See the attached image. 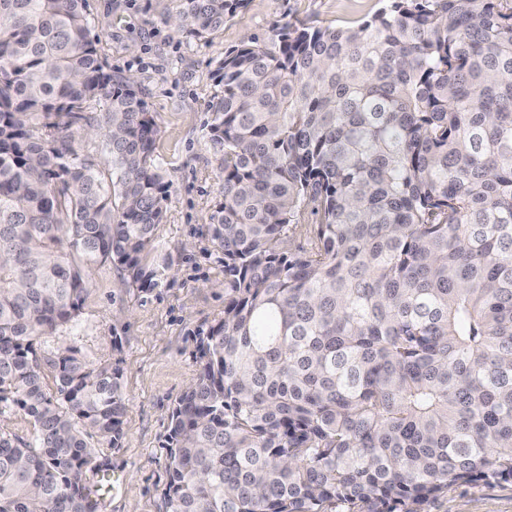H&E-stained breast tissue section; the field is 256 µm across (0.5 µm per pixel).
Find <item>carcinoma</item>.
I'll return each instance as SVG.
<instances>
[{
	"mask_svg": "<svg viewBox=\"0 0 512 512\" xmlns=\"http://www.w3.org/2000/svg\"><path fill=\"white\" fill-rule=\"evenodd\" d=\"M182 2L202 37L245 0ZM89 28L86 0H0V415L34 425L0 431V512H101L85 434L118 445L122 371L69 348L50 392L33 345L92 267L156 276L160 129ZM276 38L218 69L224 317L169 415L164 512H421L512 482V0H387ZM91 131L108 181L77 157ZM299 224L298 227L293 228L288 232L290 236V245L292 248L297 246L307 247L308 237L306 234V229L310 224L317 223V216L313 212L312 205H304L300 209L299 215L296 217ZM5 416L6 418H0V430L22 441L31 440L34 433L33 421L27 415L21 411H15Z\"/></svg>",
	"mask_w": 512,
	"mask_h": 512,
	"instance_id": "cac0c4a2",
	"label": "carcinoma"
}]
</instances>
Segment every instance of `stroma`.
I'll return each instance as SVG.
<instances>
[{"instance_id":"35a3bbf8","label":"stroma","mask_w":512,"mask_h":512,"mask_svg":"<svg viewBox=\"0 0 512 512\" xmlns=\"http://www.w3.org/2000/svg\"><path fill=\"white\" fill-rule=\"evenodd\" d=\"M386 0H245L223 28H179L181 0H87L90 38L112 73L133 77L161 130L156 155L169 181L157 229L169 267L148 289L124 286L106 262L88 276L74 329L39 339L40 360L72 347L92 366L119 364L126 411L118 446L99 436L95 465L118 476L101 512H163L169 414L196 376L199 332L224 316V255L207 233L222 200L209 142L216 71L226 53L273 46L275 26H355ZM423 512H512V483L454 485Z\"/></svg>"}]
</instances>
